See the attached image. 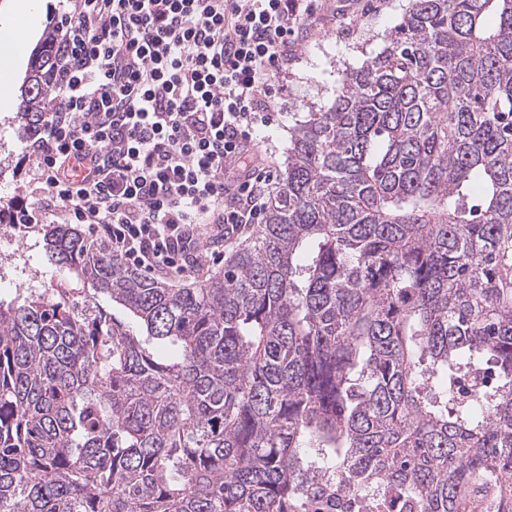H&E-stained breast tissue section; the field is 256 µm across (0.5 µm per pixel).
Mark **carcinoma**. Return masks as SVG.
<instances>
[{"instance_id": "obj_1", "label": "carcinoma", "mask_w": 512, "mask_h": 512, "mask_svg": "<svg viewBox=\"0 0 512 512\" xmlns=\"http://www.w3.org/2000/svg\"><path fill=\"white\" fill-rule=\"evenodd\" d=\"M280 181L196 288L36 226L69 287L0 301V512H512V0H412Z\"/></svg>"}]
</instances>
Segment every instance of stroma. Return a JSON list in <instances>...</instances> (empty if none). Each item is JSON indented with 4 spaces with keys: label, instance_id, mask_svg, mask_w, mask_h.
I'll return each instance as SVG.
<instances>
[{
    "label": "stroma",
    "instance_id": "obj_1",
    "mask_svg": "<svg viewBox=\"0 0 512 512\" xmlns=\"http://www.w3.org/2000/svg\"><path fill=\"white\" fill-rule=\"evenodd\" d=\"M410 5V0H316L301 21L295 58L279 77L288 95L275 104L272 124L257 133L258 148L270 154L275 171L287 162L290 130L307 113L332 105L345 73L382 51ZM24 77L21 70L10 78L0 75V87L11 96L0 111V197L31 205L40 200L37 175L23 155L26 131L16 118Z\"/></svg>",
    "mask_w": 512,
    "mask_h": 512
}]
</instances>
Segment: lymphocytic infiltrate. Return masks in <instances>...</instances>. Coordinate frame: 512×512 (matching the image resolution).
<instances>
[{
    "label": "lymphocytic infiltrate",
    "mask_w": 512,
    "mask_h": 512,
    "mask_svg": "<svg viewBox=\"0 0 512 512\" xmlns=\"http://www.w3.org/2000/svg\"><path fill=\"white\" fill-rule=\"evenodd\" d=\"M304 0H64L52 71L57 104L24 152L45 203L87 225L128 265L200 269L203 237L259 223L274 180L255 132L287 85Z\"/></svg>",
    "instance_id": "lymphocytic-infiltrate-1"
}]
</instances>
